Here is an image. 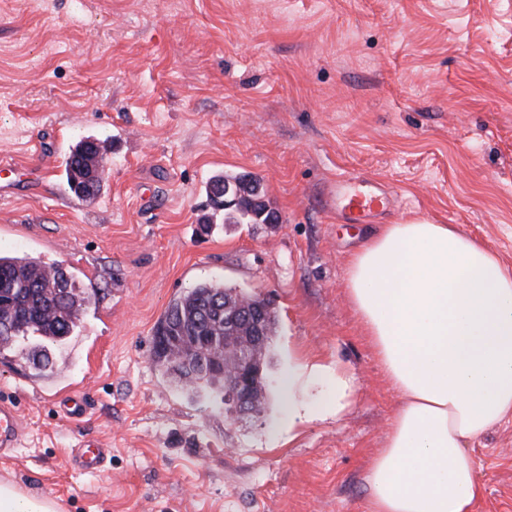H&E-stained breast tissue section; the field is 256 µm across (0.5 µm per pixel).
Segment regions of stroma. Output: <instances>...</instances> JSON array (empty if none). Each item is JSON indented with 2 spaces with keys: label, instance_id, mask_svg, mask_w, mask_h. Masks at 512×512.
<instances>
[{
  "label": "stroma",
  "instance_id": "1",
  "mask_svg": "<svg viewBox=\"0 0 512 512\" xmlns=\"http://www.w3.org/2000/svg\"><path fill=\"white\" fill-rule=\"evenodd\" d=\"M108 143L80 199L64 158ZM0 248L70 267L94 300L69 368L89 409L70 425L25 360H0L24 439L0 480L58 512H365V472L400 406L347 294L368 227L342 224L339 176L393 191L384 224H455L512 267V0H0ZM261 179L277 224L200 230L218 173ZM224 279L272 301L266 401L237 416L151 359L169 302ZM341 362L335 399L299 359ZM104 469L68 463L80 437ZM469 452L478 512H512V420ZM355 392L353 378L347 373L340 362L336 361V416L349 404L348 399Z\"/></svg>",
  "mask_w": 512,
  "mask_h": 512
}]
</instances>
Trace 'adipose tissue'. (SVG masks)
Listing matches in <instances>:
<instances>
[{
  "label": "adipose tissue",
  "instance_id": "adipose-tissue-1",
  "mask_svg": "<svg viewBox=\"0 0 512 512\" xmlns=\"http://www.w3.org/2000/svg\"><path fill=\"white\" fill-rule=\"evenodd\" d=\"M350 302L401 405L366 471V512H475L466 447L512 419V269L450 224L372 231Z\"/></svg>",
  "mask_w": 512,
  "mask_h": 512
}]
</instances>
